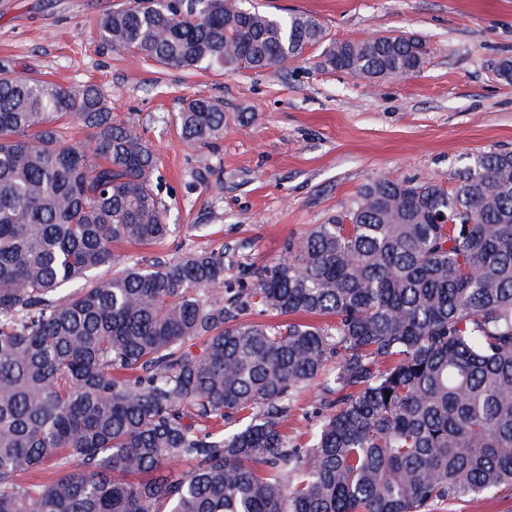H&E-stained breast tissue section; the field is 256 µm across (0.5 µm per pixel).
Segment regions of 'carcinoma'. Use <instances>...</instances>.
I'll use <instances>...</instances> for the list:
<instances>
[{
    "label": "carcinoma",
    "instance_id": "carcinoma-1",
    "mask_svg": "<svg viewBox=\"0 0 512 512\" xmlns=\"http://www.w3.org/2000/svg\"><path fill=\"white\" fill-rule=\"evenodd\" d=\"M98 31L226 73L326 37L243 0H133ZM431 52L382 36L326 61L370 81ZM177 122L188 142L224 135L207 97ZM156 172L99 86L0 74V512H432L512 493V152L449 188L379 176L236 289L222 251L120 252L172 232ZM310 388L324 412L298 446L285 422Z\"/></svg>",
    "mask_w": 512,
    "mask_h": 512
}]
</instances>
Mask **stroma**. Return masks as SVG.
<instances>
[{
    "label": "stroma",
    "mask_w": 512,
    "mask_h": 512,
    "mask_svg": "<svg viewBox=\"0 0 512 512\" xmlns=\"http://www.w3.org/2000/svg\"><path fill=\"white\" fill-rule=\"evenodd\" d=\"M129 2L0 0V66L99 85L113 115L151 145L176 229L159 246L126 247L141 263L220 249L228 283L250 282L377 175L448 187L473 156L512 151V83L493 72L512 59V0H251L315 16L325 41L285 66L224 75L102 43L99 17ZM389 33L432 47L420 72L367 81L324 63L329 43ZM195 96L222 101L223 138L181 139L175 118Z\"/></svg>",
    "instance_id": "35a3bbf8"
}]
</instances>
